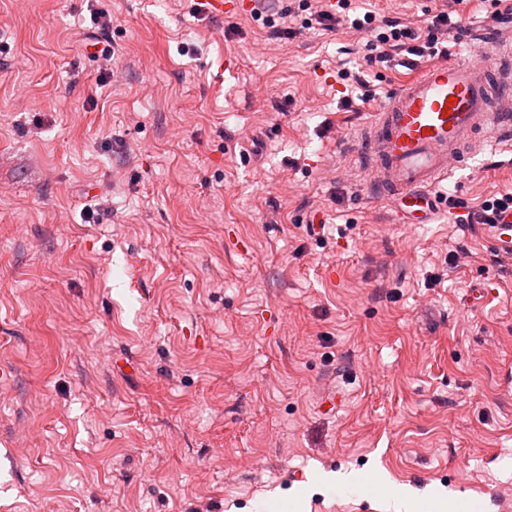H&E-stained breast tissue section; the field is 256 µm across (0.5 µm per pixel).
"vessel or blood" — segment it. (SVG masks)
I'll list each match as a JSON object with an SVG mask.
<instances>
[{
	"label": "vessel or blood",
	"instance_id": "b4317fda",
	"mask_svg": "<svg viewBox=\"0 0 512 512\" xmlns=\"http://www.w3.org/2000/svg\"><path fill=\"white\" fill-rule=\"evenodd\" d=\"M512 135V43L489 61L450 60L395 89L364 132L369 185L405 224H425L448 172ZM497 257L512 261V212L488 227Z\"/></svg>",
	"mask_w": 512,
	"mask_h": 512
}]
</instances>
